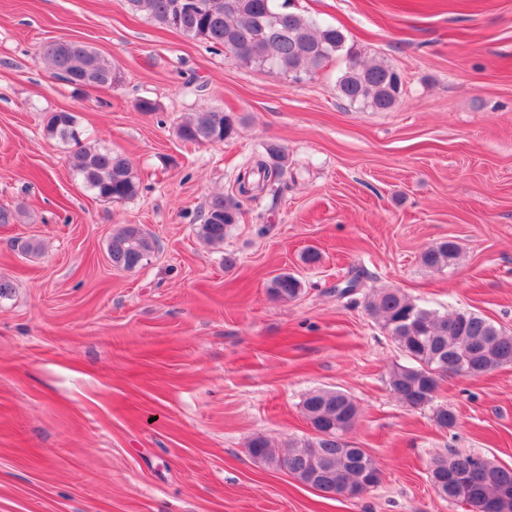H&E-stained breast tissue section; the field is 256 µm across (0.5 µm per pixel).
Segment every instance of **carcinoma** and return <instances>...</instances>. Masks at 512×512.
<instances>
[{"label":"carcinoma","mask_w":512,"mask_h":512,"mask_svg":"<svg viewBox=\"0 0 512 512\" xmlns=\"http://www.w3.org/2000/svg\"><path fill=\"white\" fill-rule=\"evenodd\" d=\"M130 8L159 25L179 31L209 44L214 50L231 53L245 66L271 70L296 79L311 75L337 52L344 50V31L289 10L288 0H128ZM62 51L49 44L44 58L52 72L82 75L92 68L101 80L115 81V66L89 46L66 42ZM348 65L338 80L340 96L376 111L393 108L401 98L400 74L382 62L363 63L347 51ZM72 112H51L45 130L51 136L74 142L69 154L70 169L85 187L104 202L133 198L139 184L131 160L119 153L84 143ZM177 136L190 143L223 141L236 133L235 119L221 111L197 112L180 123ZM288 167V154L277 142L264 146V155L250 170L238 175V195L211 197L199 224L198 233L208 243L220 245L245 203L264 191H281L280 178ZM156 247L155 241L139 228L128 225L115 234L108 245L112 266L134 270L143 265ZM460 254L454 241H443L422 252L420 262L431 269L453 266ZM301 290L300 281L284 273L269 287L278 299H293ZM367 311L378 320L408 364L389 370L388 384L404 404L425 406L433 401L442 375L436 370L454 364L476 378L502 366L512 365V332L468 310L441 315L411 300L395 288L372 292ZM302 408L305 417L320 431L317 437L288 441L280 450L263 436L248 443V453L256 461L280 469L288 463V474L296 480L320 466L324 467L319 492L335 498L338 485L358 488L372 484L370 468L376 466L364 450H357L343 438L358 416V407L345 393L315 390L307 394ZM431 476L441 485L440 497L450 503L470 507L482 505V512H512V468L486 466V457L455 448L437 455Z\"/></svg>","instance_id":"cac0c4a2"}]
</instances>
